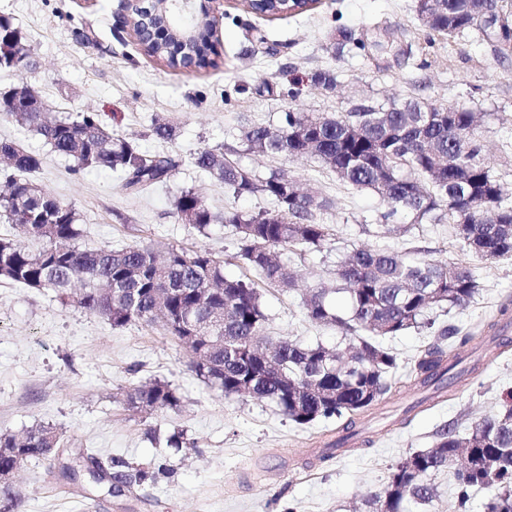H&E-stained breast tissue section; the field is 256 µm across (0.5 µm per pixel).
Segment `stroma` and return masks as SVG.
Listing matches in <instances>:
<instances>
[{"label": "stroma", "mask_w": 512, "mask_h": 512, "mask_svg": "<svg viewBox=\"0 0 512 512\" xmlns=\"http://www.w3.org/2000/svg\"><path fill=\"white\" fill-rule=\"evenodd\" d=\"M121 0H0V15L23 32L34 63L24 73L0 70V88L31 83L51 112L97 113L105 128L141 151L178 157L171 178L138 193L123 189L117 172L72 173L70 160L51 153L25 126L0 118V140L40 154L35 182L80 215V248H205L226 275L255 278L238 257L236 229L216 223L201 234L175 216L181 190H195L208 208L246 214L269 209L260 195L234 197L191 163L199 149H233L257 175L285 170L328 198L329 237L317 250L292 254L300 290L261 287L264 333L300 344L335 346L336 328L311 323L303 292L332 284L336 266L353 249L376 246L409 258L470 265L481 290L464 309L430 315L470 331L464 349L474 371L448 393L422 399L409 370L430 343L411 329L386 339L399 368L384 399L357 424L373 442L323 458L337 423L300 427L265 401L224 397L197 378L187 350L158 327H117L21 285L0 283V431L50 425L61 434V458L31 460L16 476L18 512H360L366 495L381 491L391 468L409 453L432 447L439 428L467 427L494 414L512 391V351L501 352L486 322L512 305V259L490 263L466 251L448 222L388 215L374 191L343 184L318 160H287L248 151L241 132L275 127L283 113L343 115L362 105L386 107L416 99L440 108L480 113L486 166L512 188V49L470 31L447 38L423 26L416 0H320L312 10L277 19L226 0L219 20V65L174 71L148 56L117 22ZM357 41L337 50L341 30ZM336 75L333 89L314 88L316 72ZM297 97H290L292 86ZM176 128L172 140L153 134L155 122ZM159 380L181 396L179 407L153 415L128 409L122 394L133 383ZM410 424H401L404 408ZM186 445L168 447L169 435ZM136 464L155 461L170 477L131 498L88 499L82 485L59 479L63 462L80 451Z\"/></svg>", "instance_id": "1"}]
</instances>
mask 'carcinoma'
<instances>
[{"mask_svg":"<svg viewBox=\"0 0 512 512\" xmlns=\"http://www.w3.org/2000/svg\"><path fill=\"white\" fill-rule=\"evenodd\" d=\"M306 0H264L260 9L277 14L288 7L304 8ZM474 0H418L424 18L436 13L429 30L454 38L477 30L487 40L495 37L473 10ZM19 35V72L28 70L25 38L12 21L0 16V35ZM149 56L173 68L185 58L199 70L218 66L209 28L183 42L166 34L153 42ZM39 136L51 151L73 161V171H119L124 187L144 190L168 180L180 166L170 154H151L134 142L108 132L98 115L81 112L59 117L49 112H5ZM476 113L464 109L425 110L417 101L388 108L361 106L345 115L325 116L286 112L276 128L249 127L243 131L247 149L258 155L286 159L312 157L336 173L344 183L374 190L389 214L404 209L416 219L448 223L466 250L485 261L512 258V197L481 161L483 144L475 133ZM4 188L0 190V218L17 229V236L0 238V281L50 291L72 300L81 310L107 318L114 326L161 324L165 335L179 342L190 339L194 354L190 368L197 377L226 397L241 396L239 385L251 384L248 396L267 400L289 420L305 426L317 419H336L351 431L354 415L370 409L390 390L389 377L399 367L394 352L381 339L399 336L411 328L433 330L430 342L416 360L411 377L422 387L439 392L465 373L447 363L458 344L470 340L453 325H435L427 318L433 307H466L480 288L467 265L435 260L406 261L382 249L362 246L337 265L336 287L312 288L305 293L308 319L334 326L348 340L342 350L321 343L301 346L262 336L266 316L258 285L224 275V265L205 249L152 245L82 250L79 214L42 190L32 175L41 156L12 140L0 141ZM193 164L220 180L240 197L260 194L273 209L246 215L227 209L213 213L192 190L175 202L177 217L198 231L214 223L231 224L240 235L239 257L261 282L293 291L296 280L283 252L297 246H321L328 228L314 221L316 210L329 202L312 189H302L281 171L259 180L231 160L224 149L199 151ZM44 243L37 253L25 238ZM346 294L344 305L336 295ZM181 397L171 385L154 381L127 387L128 408L153 414L174 409ZM61 435L51 426H36L18 436L0 432V469L19 461L56 457ZM89 480L107 487L111 496L121 488L142 489L157 482L167 469L133 464L121 457L102 460L80 453L62 466V479L73 482L81 469ZM453 469L457 512H468L474 495L489 491L485 512H512V396L493 415L461 431L444 426L434 445L413 452L392 467L384 488L368 495L367 512H411L430 501L431 479ZM11 483L0 482V512H17Z\"/></svg>","mask_w":512,"mask_h":512,"instance_id":"cac0c4a2","label":"carcinoma"}]
</instances>
